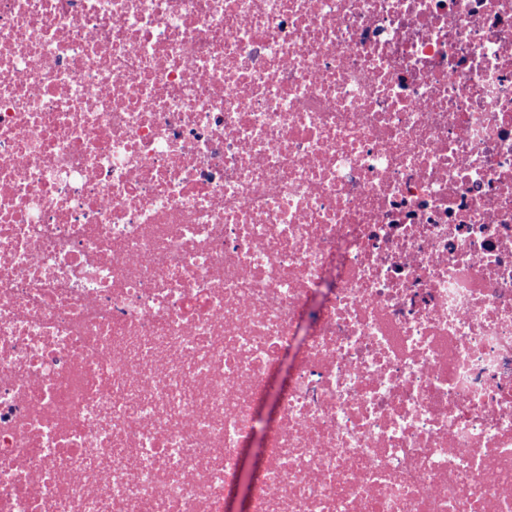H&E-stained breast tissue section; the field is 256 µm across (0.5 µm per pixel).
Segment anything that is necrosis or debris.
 Segmentation results:
<instances>
[{
  "mask_svg": "<svg viewBox=\"0 0 512 512\" xmlns=\"http://www.w3.org/2000/svg\"><path fill=\"white\" fill-rule=\"evenodd\" d=\"M239 484L512 512V0H0V512Z\"/></svg>",
  "mask_w": 512,
  "mask_h": 512,
  "instance_id": "1",
  "label": "necrosis or debris"
}]
</instances>
